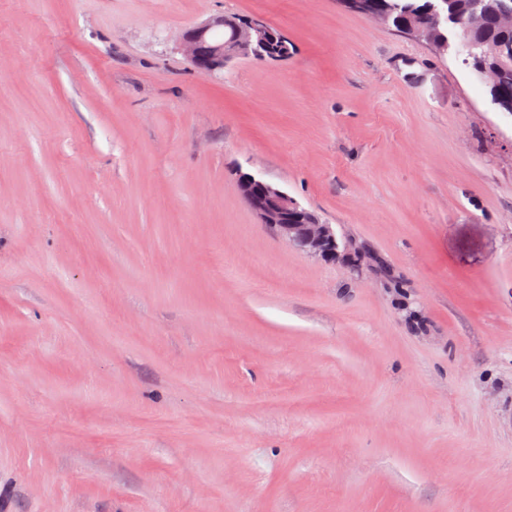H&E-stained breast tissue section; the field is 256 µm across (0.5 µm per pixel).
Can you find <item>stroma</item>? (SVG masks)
<instances>
[{
	"mask_svg": "<svg viewBox=\"0 0 512 512\" xmlns=\"http://www.w3.org/2000/svg\"><path fill=\"white\" fill-rule=\"evenodd\" d=\"M0 512H512V115L336 0H0ZM269 25L260 17L244 18L236 14H220L212 16L200 24L183 29L178 36V42L184 57L194 69L215 73L223 71L224 64L239 58L250 57L252 52L255 53L256 60L268 63L269 61L260 55L261 52L254 50V46L268 43L267 51H271L275 40L273 30ZM215 26L228 27L233 31V51H225L224 44H222L211 47L208 53H204L203 42ZM240 191L262 223L275 227L296 250L328 262L350 250L349 243L338 240L332 225L323 224L316 214L270 183L243 176Z\"/></svg>",
	"mask_w": 512,
	"mask_h": 512,
	"instance_id": "obj_1",
	"label": "stroma"
}]
</instances>
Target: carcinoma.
I'll use <instances>...</instances> for the list:
<instances>
[{"mask_svg":"<svg viewBox=\"0 0 512 512\" xmlns=\"http://www.w3.org/2000/svg\"><path fill=\"white\" fill-rule=\"evenodd\" d=\"M380 14L389 17V29L400 33L413 27L433 29L432 43L442 55L456 52L459 43H467L463 64L472 72L498 66L489 94L512 105V60L501 53L504 44H512V27L503 25L505 17H512V0H367L364 16ZM474 15L481 18L479 28L458 25Z\"/></svg>","mask_w":512,"mask_h":512,"instance_id":"cac0c4a2","label":"carcinoma"}]
</instances>
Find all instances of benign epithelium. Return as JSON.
Wrapping results in <instances>:
<instances>
[{
	"label": "benign epithelium",
	"mask_w": 512,
	"mask_h": 512,
	"mask_svg": "<svg viewBox=\"0 0 512 512\" xmlns=\"http://www.w3.org/2000/svg\"><path fill=\"white\" fill-rule=\"evenodd\" d=\"M215 26L228 27L233 31V51L218 45L203 51V42ZM180 49L196 70L215 73L224 70V64L255 55L260 62L277 59L276 54L264 57L254 52V46L274 43V33L269 23L260 17L215 15L206 21L187 27L178 36ZM240 191L249 207L262 223L275 227L280 235L296 250L323 261H334L350 250V244L338 240L332 225L324 224L318 216L302 207L288 194L263 180L244 176Z\"/></svg>",
	"instance_id": "7a95c632"
}]
</instances>
